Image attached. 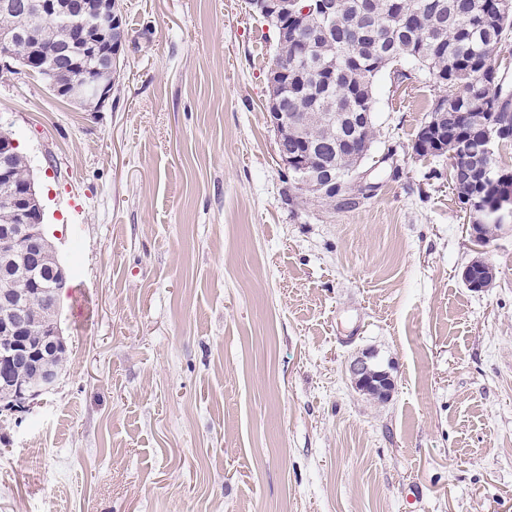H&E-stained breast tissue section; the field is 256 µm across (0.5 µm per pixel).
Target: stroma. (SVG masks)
<instances>
[{
  "instance_id": "1",
  "label": "stroma",
  "mask_w": 512,
  "mask_h": 512,
  "mask_svg": "<svg viewBox=\"0 0 512 512\" xmlns=\"http://www.w3.org/2000/svg\"><path fill=\"white\" fill-rule=\"evenodd\" d=\"M123 15L100 111L0 75L71 277L56 387L0 413V512H512V231L473 241L447 159L412 154L434 77L376 79L370 195L290 206L269 25L247 0ZM364 355L389 400L352 382Z\"/></svg>"
}]
</instances>
